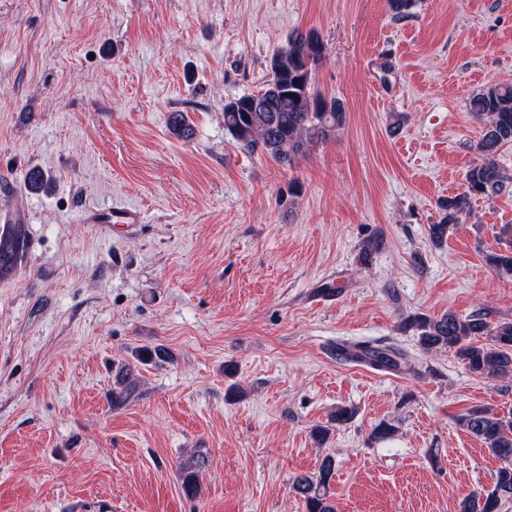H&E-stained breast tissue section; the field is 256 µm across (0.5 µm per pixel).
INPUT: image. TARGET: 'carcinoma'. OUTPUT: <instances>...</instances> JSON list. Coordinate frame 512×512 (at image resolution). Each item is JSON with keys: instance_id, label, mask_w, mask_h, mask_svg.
I'll return each mask as SVG.
<instances>
[{"instance_id": "1", "label": "carcinoma", "mask_w": 512, "mask_h": 512, "mask_svg": "<svg viewBox=\"0 0 512 512\" xmlns=\"http://www.w3.org/2000/svg\"><path fill=\"white\" fill-rule=\"evenodd\" d=\"M325 47L319 37L309 32L288 36L284 47L270 61L272 75L261 92L266 101L262 111H250L246 104L254 95H243L236 103L244 111L224 112V127L241 146L265 155L283 165H292L317 143L327 140L346 122L342 105L317 96H307L312 89L314 65L323 59ZM288 83V96L272 94L273 86ZM472 112L484 122V134L477 144L480 161L465 173V191L448 198L441 222L432 225V237L442 241L457 224L459 214L470 207L477 196L490 199L512 182L497 163L500 148L512 145V85H491L477 93L471 102ZM25 238L22 224H8L0 230V267L15 265ZM487 265L497 274L512 276V245L485 256ZM419 330L423 349L446 347L455 351L470 372L487 379L512 378V322L490 326L479 315L465 318L453 312L437 318L415 316L409 320ZM377 366L397 365L399 352L363 351ZM461 425L481 440L494 456L503 461L494 486L487 493L474 494L460 503V512H500L503 502L512 500V412L500 415L488 408H473L460 418ZM206 465L204 456L180 466L185 492L198 490L199 473ZM334 463L324 459L317 473L299 475L293 489L304 499L307 512H334L329 502V483Z\"/></svg>"}]
</instances>
